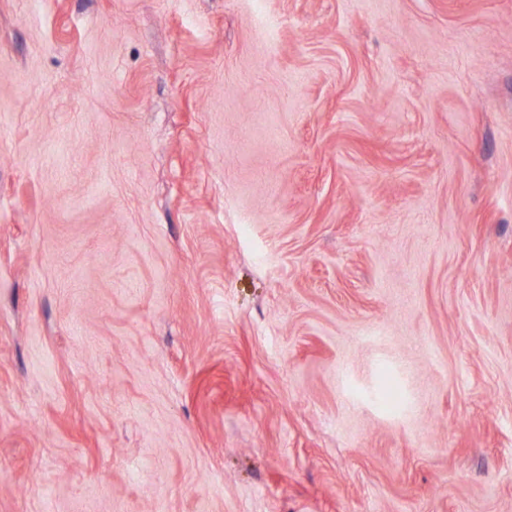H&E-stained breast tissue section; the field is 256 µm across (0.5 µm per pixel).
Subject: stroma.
Instances as JSON below:
<instances>
[{"instance_id": "obj_1", "label": "stroma", "mask_w": 512, "mask_h": 512, "mask_svg": "<svg viewBox=\"0 0 512 512\" xmlns=\"http://www.w3.org/2000/svg\"><path fill=\"white\" fill-rule=\"evenodd\" d=\"M0 512H512V0H0Z\"/></svg>"}]
</instances>
